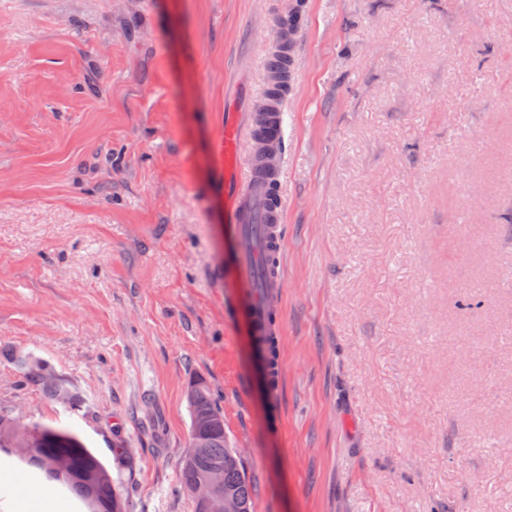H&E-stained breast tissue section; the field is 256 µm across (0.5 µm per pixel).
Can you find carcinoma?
<instances>
[{
	"instance_id": "carcinoma-1",
	"label": "carcinoma",
	"mask_w": 512,
	"mask_h": 512,
	"mask_svg": "<svg viewBox=\"0 0 512 512\" xmlns=\"http://www.w3.org/2000/svg\"><path fill=\"white\" fill-rule=\"evenodd\" d=\"M258 345L265 351L267 364L273 365L276 355V336L266 332L256 337ZM20 373V386H33L44 396L70 409L81 407L80 399L67 385L52 376L49 365L27 356L15 359ZM192 399L189 402L191 417L210 421L211 430L206 447L188 448L182 457L179 470L178 492H190L191 486L213 469L224 471V490L236 496L242 503L244 512H251L252 488L247 479L241 459L236 449L228 445L224 435V413L206 382L196 380L190 383ZM11 414L0 411V443L5 440L36 441L41 453V465L33 467L32 477L39 483L53 482L61 478L54 471V460L65 458L69 461L72 474L65 482L78 497L87 501L91 508L102 509L112 503L116 509L112 512H127V499L120 493L116 481L108 468L86 447L75 432L52 425H29L18 432L10 429Z\"/></svg>"
}]
</instances>
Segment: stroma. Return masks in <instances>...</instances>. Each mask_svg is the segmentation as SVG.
<instances>
[{
    "instance_id": "obj_1",
    "label": "stroma",
    "mask_w": 512,
    "mask_h": 512,
    "mask_svg": "<svg viewBox=\"0 0 512 512\" xmlns=\"http://www.w3.org/2000/svg\"><path fill=\"white\" fill-rule=\"evenodd\" d=\"M294 14L271 381L224 113ZM508 172L512 0H0V403L75 431L129 512H194L196 377L252 512H512ZM15 362L20 373V386L24 388L37 387L48 400L75 409V411L79 410L80 399L69 390L63 381L50 374L52 370L49 365L27 356H16ZM46 376H49L50 379H46Z\"/></svg>"
}]
</instances>
